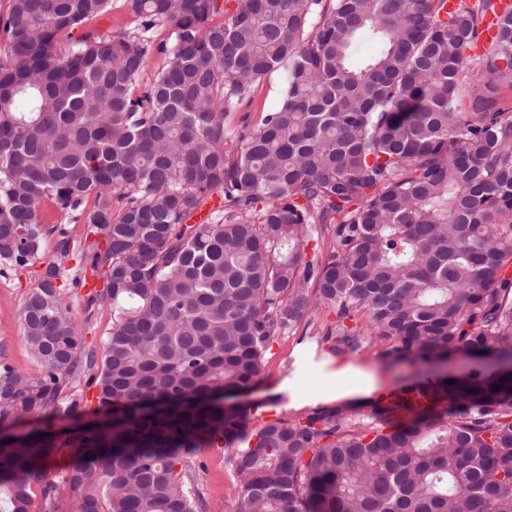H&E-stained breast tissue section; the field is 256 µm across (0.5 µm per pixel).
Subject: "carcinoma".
<instances>
[{"instance_id": "cac0c4a2", "label": "carcinoma", "mask_w": 512, "mask_h": 512, "mask_svg": "<svg viewBox=\"0 0 512 512\" xmlns=\"http://www.w3.org/2000/svg\"><path fill=\"white\" fill-rule=\"evenodd\" d=\"M8 2L0 261L37 254L52 201L96 237L81 262L105 290L88 305L112 330L101 359L82 352L64 265H49L21 311L40 374L0 364V424L74 416L81 393L64 390L84 376L120 413L7 433L0 512H31L36 487L43 512H196L194 451L219 442L239 512H512V112L460 97L475 65L512 80V17L469 57L494 0H127L133 29H88L64 53L111 0ZM159 24L171 45L154 44ZM279 69L277 107L235 118ZM321 305L346 347L372 335L440 366L406 388L427 403L371 427L334 409L252 429L248 408H224ZM360 313L363 329L344 325ZM457 352L494 367L455 380L442 365ZM76 423L73 419H59L43 415H33L11 425V429L19 432L50 429L61 434Z\"/></svg>"}]
</instances>
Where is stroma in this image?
<instances>
[{"label": "stroma", "mask_w": 512, "mask_h": 512, "mask_svg": "<svg viewBox=\"0 0 512 512\" xmlns=\"http://www.w3.org/2000/svg\"><path fill=\"white\" fill-rule=\"evenodd\" d=\"M460 94L465 100L483 96L512 107V84L488 79L477 68L464 76ZM40 213L49 232L43 237L38 254L23 266L0 263V363H9L33 377L38 376L39 367L23 339L21 309L25 297L49 264L60 261L69 272L78 270L76 258L60 256V235L53 230L59 217L52 202L43 201ZM88 293L85 287L67 288L66 301L81 325L85 344L98 350L112 329V312L106 307L88 305ZM336 321L335 309L322 306L306 316L297 328L277 333L256 384L237 397L238 403L246 406L267 403V410L252 413V425L263 423L271 415L295 419L327 408H339L345 415L373 421L377 405L367 396L339 401L325 398L337 369L348 364L373 372L391 393L425 381L422 367L413 359L386 358L388 342L370 337L357 350L339 348L335 337L328 334ZM227 457L222 448L197 450L195 483L203 493L198 512H238L239 481Z\"/></svg>", "instance_id": "stroma-1"}]
</instances>
